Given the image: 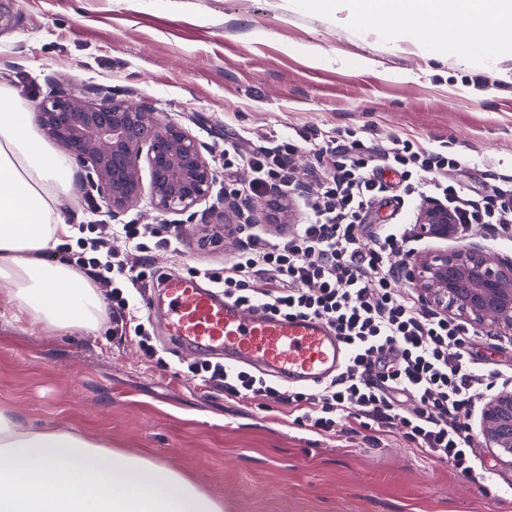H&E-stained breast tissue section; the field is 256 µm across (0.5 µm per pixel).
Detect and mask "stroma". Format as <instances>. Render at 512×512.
<instances>
[{"instance_id": "obj_1", "label": "stroma", "mask_w": 512, "mask_h": 512, "mask_svg": "<svg viewBox=\"0 0 512 512\" xmlns=\"http://www.w3.org/2000/svg\"><path fill=\"white\" fill-rule=\"evenodd\" d=\"M101 84L182 124L224 168V144L299 138L309 128L409 137L457 159L448 180L492 195L512 176V56L493 69L447 45L424 49L295 0H0V85L27 106L52 84ZM317 185L288 190V223L256 211L250 231L286 237ZM232 214L179 230L153 275L223 271L239 246ZM134 309L153 344L104 315L94 330H52L16 314L0 288V406L30 428H67L161 461L224 512H512V460L483 443L478 485L414 449L349 426L320 436L288 406L242 402L187 370L206 356L172 349L165 312Z\"/></svg>"}]
</instances>
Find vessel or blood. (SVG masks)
Masks as SVG:
<instances>
[{
    "label": "vessel or blood",
    "instance_id": "1",
    "mask_svg": "<svg viewBox=\"0 0 512 512\" xmlns=\"http://www.w3.org/2000/svg\"><path fill=\"white\" fill-rule=\"evenodd\" d=\"M157 295L166 304V327L174 344L222 355L225 367L249 366L288 387L320 384L349 355L324 320L277 317L260 306H241L193 276L164 275Z\"/></svg>",
    "mask_w": 512,
    "mask_h": 512
}]
</instances>
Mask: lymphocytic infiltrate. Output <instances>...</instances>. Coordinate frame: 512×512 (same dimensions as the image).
Wrapping results in <instances>:
<instances>
[{"label": "lymphocytic infiltrate", "mask_w": 512, "mask_h": 512, "mask_svg": "<svg viewBox=\"0 0 512 512\" xmlns=\"http://www.w3.org/2000/svg\"><path fill=\"white\" fill-rule=\"evenodd\" d=\"M308 137L315 145L308 174L317 191L307 222L283 240L252 236L211 280L242 306L324 319L350 355L334 379L308 392L287 393L265 376L220 364L203 366L207 381L220 383L232 398L288 405L295 424L319 435L334 432L344 419L365 431L397 430L425 457L484 482L488 475L477 466L468 418L479 391L494 378L512 382V371L486 372L470 352L474 328L425 309L415 293L397 290L393 260L409 255L410 231L372 223L371 217L386 190L380 175L391 170L399 174L404 195L428 194L447 204L460 229L485 224L498 241L508 242L512 178L478 199L449 183L456 159L412 139L368 141L314 128ZM299 150L290 137L256 150L231 143L224 149L227 191L259 196L299 185L293 164ZM421 171L430 173L429 182L417 181ZM113 235L124 239L128 252L108 247ZM178 244L163 224H103L95 238L79 240L75 264L103 288L119 321L149 284L150 249Z\"/></svg>", "instance_id": "1"}]
</instances>
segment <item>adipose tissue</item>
<instances>
[{
    "label": "adipose tissue",
    "mask_w": 512,
    "mask_h": 512,
    "mask_svg": "<svg viewBox=\"0 0 512 512\" xmlns=\"http://www.w3.org/2000/svg\"><path fill=\"white\" fill-rule=\"evenodd\" d=\"M349 17L399 40L434 42L442 17L460 22L448 45L461 59L512 55V0H348ZM74 170L39 134L35 116L0 88V288L45 326L97 327L104 301L59 253L73 230L65 208ZM0 512H223L177 471L113 451L63 428L29 429L0 407Z\"/></svg>",
    "instance_id": "1"
}]
</instances>
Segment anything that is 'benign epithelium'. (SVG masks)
I'll return each instance as SVG.
<instances>
[{
	"label": "benign epithelium",
	"instance_id": "7a95c632",
	"mask_svg": "<svg viewBox=\"0 0 512 512\" xmlns=\"http://www.w3.org/2000/svg\"><path fill=\"white\" fill-rule=\"evenodd\" d=\"M42 134L88 165L87 185L117 221L144 195L141 168L150 176L149 194L163 215L189 214L207 223L213 210L195 211L208 199L217 174L206 147L181 124L158 119L147 107L101 85L58 86L37 108ZM218 204L250 224L254 202L221 193ZM416 238L446 241L457 234L454 216L428 201L416 215ZM402 280L416 286L425 304L452 318L495 331L512 332V259L491 255L479 243L442 248L401 263ZM479 434L487 448L512 458V388L484 397Z\"/></svg>",
	"mask_w": 512,
	"mask_h": 512
}]
</instances>
